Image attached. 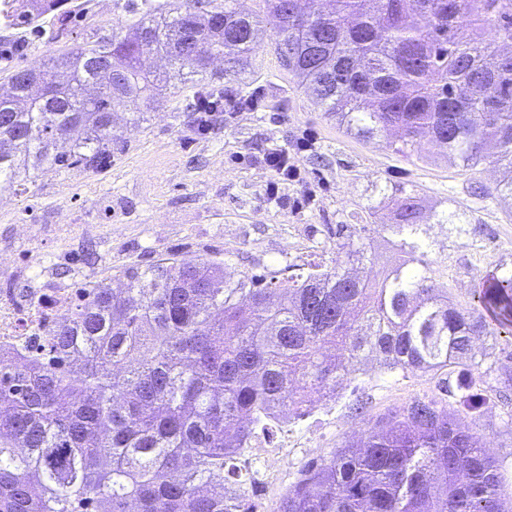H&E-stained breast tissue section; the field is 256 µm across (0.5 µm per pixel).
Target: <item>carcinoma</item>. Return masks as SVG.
Masks as SVG:
<instances>
[{
	"instance_id": "cac0c4a2",
	"label": "carcinoma",
	"mask_w": 512,
	"mask_h": 512,
	"mask_svg": "<svg viewBox=\"0 0 512 512\" xmlns=\"http://www.w3.org/2000/svg\"><path fill=\"white\" fill-rule=\"evenodd\" d=\"M131 36L77 46L36 71L9 72L0 96V190L29 169H99L112 158V110L151 107L162 55L204 87L275 30L281 66L307 84L346 131L395 130L419 152L431 142L465 167L511 176L512 0H185L161 13L127 0ZM66 0H0V26L34 29ZM496 38H485V30ZM84 137L63 147L75 130ZM398 260L376 281L346 266L371 260L336 225L328 264L287 278H226L224 263L175 256L127 271V288L89 286L72 319L21 362L0 355V512H256L236 465L256 430L336 395L373 357L383 371L477 373L512 406V352L486 363L476 336H512V275H487L476 303L439 293L424 260L421 212L393 195ZM279 512H512V488L484 442L434 401L416 400L365 437L311 461Z\"/></svg>"
}]
</instances>
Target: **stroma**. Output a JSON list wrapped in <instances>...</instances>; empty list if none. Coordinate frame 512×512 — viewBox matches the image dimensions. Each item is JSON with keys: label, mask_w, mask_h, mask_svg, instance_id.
I'll list each match as a JSON object with an SVG mask.
<instances>
[{"label": "stroma", "mask_w": 512, "mask_h": 512, "mask_svg": "<svg viewBox=\"0 0 512 512\" xmlns=\"http://www.w3.org/2000/svg\"><path fill=\"white\" fill-rule=\"evenodd\" d=\"M97 2L71 0L73 13L63 27L49 19L38 31H1L0 43L14 53L0 59V88L7 86L2 67L37 68L71 47L126 33V0H112L106 12ZM275 39L274 30L266 29L236 74H225L222 61L212 64L224 109L214 114L208 132L194 125L195 87L174 82L150 111L116 106L117 137L106 169L34 172L25 192L0 193V235L17 224L45 227L27 249L0 262L13 268L50 255L59 272L88 264L117 290L127 284L126 269L173 255L223 262L234 277L269 274L328 254L337 225L352 224L371 246L365 272L372 275L391 255L390 196L400 189L422 206L428 228L420 236L431 276L448 297L468 305L489 272H512V207L496 195L500 174L493 165L466 168L432 145L403 154L388 133L354 138L281 68ZM255 93L258 107H242ZM301 141L307 149H298ZM275 149L287 151L300 171L299 180L281 185L277 203L267 195L272 174L263 161ZM66 234L75 249L63 254L59 239ZM442 380L435 372L386 373L368 364L324 410L257 434L239 459L242 469H259L251 454L256 447L277 448L283 456L275 484L248 486L257 512H278L306 462L328 458L416 399L446 405L458 422L484 435L512 480V432L504 426L512 409L480 379L453 373L446 380L463 386L454 397L442 391ZM357 400L362 410H354Z\"/></svg>", "instance_id": "stroma-1"}]
</instances>
